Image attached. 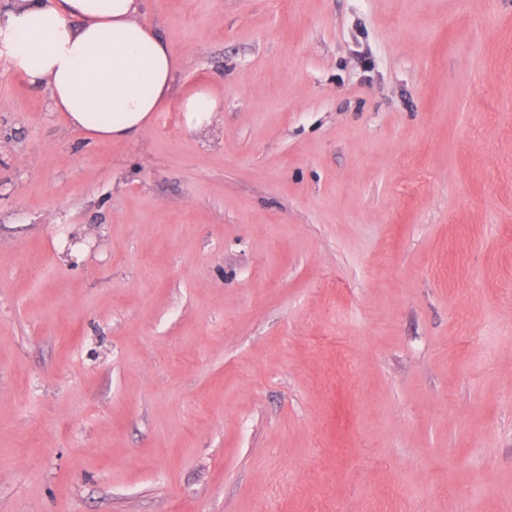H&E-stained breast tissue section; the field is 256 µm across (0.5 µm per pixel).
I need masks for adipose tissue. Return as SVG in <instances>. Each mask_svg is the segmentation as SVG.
<instances>
[{"instance_id":"adipose-tissue-1","label":"adipose tissue","mask_w":512,"mask_h":512,"mask_svg":"<svg viewBox=\"0 0 512 512\" xmlns=\"http://www.w3.org/2000/svg\"><path fill=\"white\" fill-rule=\"evenodd\" d=\"M142 0H14L0 57L90 140L147 129L172 85L173 48L138 20Z\"/></svg>"}]
</instances>
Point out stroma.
<instances>
[{
	"instance_id": "obj_1",
	"label": "stroma",
	"mask_w": 512,
	"mask_h": 512,
	"mask_svg": "<svg viewBox=\"0 0 512 512\" xmlns=\"http://www.w3.org/2000/svg\"><path fill=\"white\" fill-rule=\"evenodd\" d=\"M141 20L121 141L0 58V512H512V0ZM218 100L208 91H195L185 97L183 112L190 129L199 130L212 123L215 112H219Z\"/></svg>"
}]
</instances>
